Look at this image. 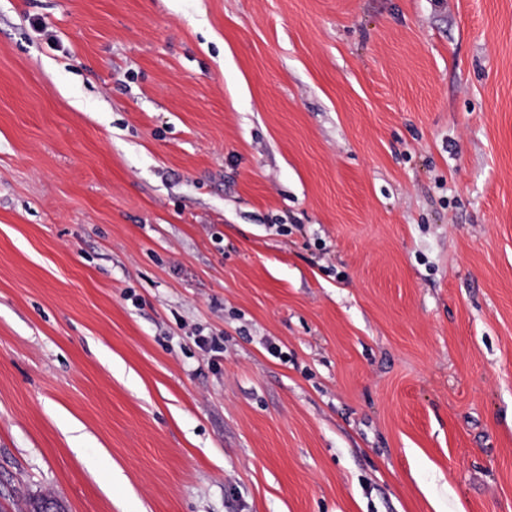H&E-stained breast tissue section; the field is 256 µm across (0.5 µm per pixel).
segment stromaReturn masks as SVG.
<instances>
[{
  "instance_id": "obj_1",
  "label": "stroma",
  "mask_w": 512,
  "mask_h": 512,
  "mask_svg": "<svg viewBox=\"0 0 512 512\" xmlns=\"http://www.w3.org/2000/svg\"><path fill=\"white\" fill-rule=\"evenodd\" d=\"M45 494L512 512V0H0V506Z\"/></svg>"
}]
</instances>
